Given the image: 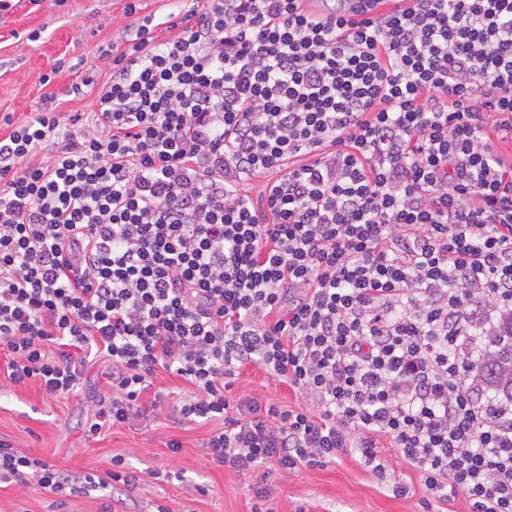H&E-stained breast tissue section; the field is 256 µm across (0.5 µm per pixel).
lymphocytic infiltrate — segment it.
<instances>
[{
  "mask_svg": "<svg viewBox=\"0 0 512 512\" xmlns=\"http://www.w3.org/2000/svg\"><path fill=\"white\" fill-rule=\"evenodd\" d=\"M165 25L104 51L90 114L48 97L0 135V388L76 395L100 362L87 435L164 408L219 422L209 455L245 474L352 448L380 479L384 438L424 512H512V407L463 361L512 313V0H193ZM251 365L309 407L232 398ZM8 478L81 491L5 444Z\"/></svg>",
  "mask_w": 512,
  "mask_h": 512,
  "instance_id": "lymphocytic-infiltrate-1",
  "label": "lymphocytic infiltrate"
}]
</instances>
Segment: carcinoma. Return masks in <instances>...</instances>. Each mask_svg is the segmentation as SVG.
Returning a JSON list of instances; mask_svg holds the SVG:
<instances>
[{
	"label": "carcinoma",
	"instance_id": "carcinoma-1",
	"mask_svg": "<svg viewBox=\"0 0 512 512\" xmlns=\"http://www.w3.org/2000/svg\"><path fill=\"white\" fill-rule=\"evenodd\" d=\"M490 354L481 358L475 372L483 380L489 401L500 406L512 401V315L488 336Z\"/></svg>",
	"mask_w": 512,
	"mask_h": 512
}]
</instances>
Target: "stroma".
<instances>
[{
	"instance_id": "1",
	"label": "stroma",
	"mask_w": 512,
	"mask_h": 512,
	"mask_svg": "<svg viewBox=\"0 0 512 512\" xmlns=\"http://www.w3.org/2000/svg\"><path fill=\"white\" fill-rule=\"evenodd\" d=\"M127 0H13L0 14V119L19 122L37 111L44 96L54 95L59 112L88 110L89 99L69 96L73 83L93 80L102 87L109 71L99 55L110 44H122L132 17ZM50 84H43V77ZM105 367L92 365L82 394L50 398L38 385L0 390V442L25 449L54 468L81 477L106 476L113 456L124 470L174 472L168 481L140 479L115 492L114 512H253L256 503L248 478L234 469L207 463L203 443L213 423L179 425L165 417L140 419L87 436L82 424L92 402L104 400ZM233 396L274 401L293 409L307 401L296 390L245 369L232 387ZM178 440L180 451L167 443ZM381 452L390 462L386 479L367 470L358 453L338 452L335 461L288 473L270 470L267 505L273 512H418V497L395 496L397 483L416 484L413 468L398 458L389 441ZM104 491L61 498L35 485L0 483V512H100Z\"/></svg>"
}]
</instances>
